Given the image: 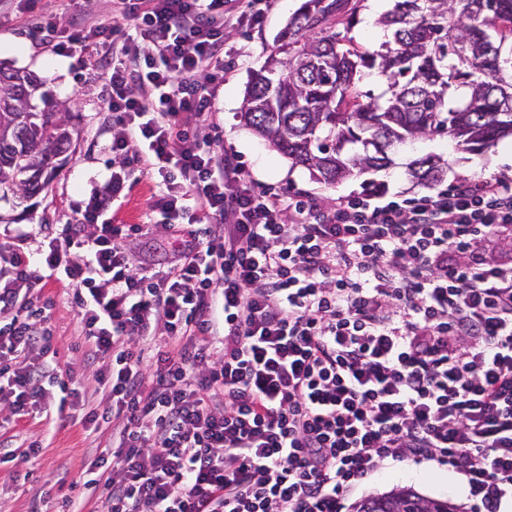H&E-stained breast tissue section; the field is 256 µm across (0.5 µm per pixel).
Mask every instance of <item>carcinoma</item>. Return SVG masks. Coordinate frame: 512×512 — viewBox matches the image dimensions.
<instances>
[{"label":"carcinoma","instance_id":"obj_1","mask_svg":"<svg viewBox=\"0 0 512 512\" xmlns=\"http://www.w3.org/2000/svg\"><path fill=\"white\" fill-rule=\"evenodd\" d=\"M348 0H304L278 35L280 58L251 76L241 120L295 166L327 185L393 164L398 145L448 137L481 154L512 137V0H395L377 24L390 31L370 51L336 33ZM375 78L381 91L362 89ZM44 104H32L35 95ZM67 107L36 77L0 62V199L40 195L67 159ZM427 188L441 158L409 164ZM352 512H457L403 486L362 498Z\"/></svg>","mask_w":512,"mask_h":512}]
</instances>
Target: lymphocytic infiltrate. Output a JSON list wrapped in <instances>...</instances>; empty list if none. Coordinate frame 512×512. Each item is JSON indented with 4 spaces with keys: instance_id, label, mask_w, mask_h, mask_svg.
I'll use <instances>...</instances> for the list:
<instances>
[{
    "instance_id": "f902f5d3",
    "label": "lymphocytic infiltrate",
    "mask_w": 512,
    "mask_h": 512,
    "mask_svg": "<svg viewBox=\"0 0 512 512\" xmlns=\"http://www.w3.org/2000/svg\"><path fill=\"white\" fill-rule=\"evenodd\" d=\"M263 0H112L76 30L43 13L55 52L95 48L117 116L115 167L44 249L0 242V410L57 405L116 420L91 464L97 512H344L380 469L434 463L464 512L512 500V176L403 197L378 187L324 203L247 179L200 138L224 84V39ZM130 32L122 44L119 25ZM157 188L137 224L110 219L125 165ZM166 222L168 242L146 238ZM173 259L134 270L131 241ZM72 286L104 401L50 375L53 338L24 287ZM153 348L152 363L144 351Z\"/></svg>"
}]
</instances>
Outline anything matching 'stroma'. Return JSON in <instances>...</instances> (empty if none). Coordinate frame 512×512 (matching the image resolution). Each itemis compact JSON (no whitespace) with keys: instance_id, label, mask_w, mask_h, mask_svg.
Masks as SVG:
<instances>
[{"instance_id":"1","label":"stroma","mask_w":512,"mask_h":512,"mask_svg":"<svg viewBox=\"0 0 512 512\" xmlns=\"http://www.w3.org/2000/svg\"><path fill=\"white\" fill-rule=\"evenodd\" d=\"M302 0H271L262 26L235 31L227 46L246 51L247 59L231 61L224 84L216 92L215 121L218 131L201 130L204 138H218L233 147L248 176L261 184L311 191L325 200H333L362 191L365 184L382 185L393 193L423 194L422 186L412 181L407 167L414 159L436 154L446 162L443 183L475 173L512 176V138L500 140L484 153L455 150L449 138L421 139L413 146L398 148L394 164L386 170L370 171L342 182L327 185L313 178L305 168L292 165L264 142L240 119L250 75L259 70L269 55L276 53L277 34ZM38 0L33 12H0V61L35 73L57 101L67 104L73 131V152L56 171L48 188L35 204L17 199L0 201V237L18 231H30L21 242L25 252L35 251L62 225L73 223L74 208L89 193L92 185L104 182L112 173V137L118 126L106 108L101 73L94 52L75 57L54 53L38 29V12L48 7ZM393 0H364L352 29L337 25V32H350L357 41L378 48L384 39L375 20L391 9ZM129 185L117 216L120 222L137 224L151 202L155 187L136 167L125 170ZM34 306L46 307L47 325L53 336V351L46 361L61 379L70 382L87 398H94L95 384L84 361L81 326L71 302L69 288L50 278L30 293ZM41 440L38 459L23 467L0 464V512H64L67 502L85 501L84 512H93V493L83 486L80 476L97 450L111 447L112 427L104 425L91 434L82 424L58 419L55 409L15 419L0 428V441L8 442L16 453L26 451L30 441ZM397 486H410L430 497H445L462 504L466 490L459 476L445 466L406 462L382 469L357 489L356 498L381 495Z\"/></svg>"}]
</instances>
